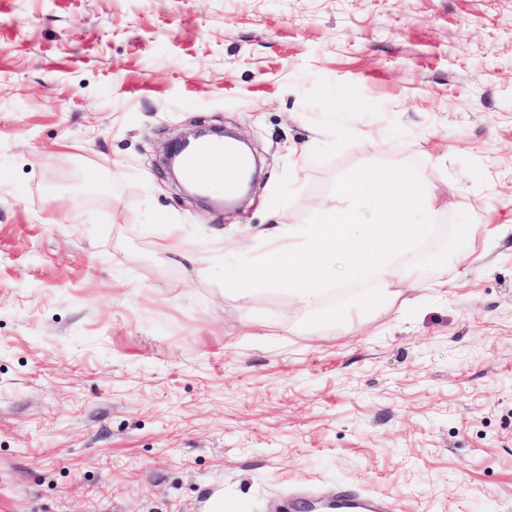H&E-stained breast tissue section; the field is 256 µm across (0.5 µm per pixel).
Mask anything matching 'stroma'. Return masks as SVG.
<instances>
[{
	"instance_id": "obj_1",
	"label": "stroma",
	"mask_w": 512,
	"mask_h": 512,
	"mask_svg": "<svg viewBox=\"0 0 512 512\" xmlns=\"http://www.w3.org/2000/svg\"><path fill=\"white\" fill-rule=\"evenodd\" d=\"M198 127L256 154L244 202L166 173ZM376 165L444 199L403 303L309 327L359 282L311 311L212 278ZM347 487L512 512V0H0V512Z\"/></svg>"
}]
</instances>
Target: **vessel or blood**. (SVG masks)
<instances>
[{
    "mask_svg": "<svg viewBox=\"0 0 512 512\" xmlns=\"http://www.w3.org/2000/svg\"><path fill=\"white\" fill-rule=\"evenodd\" d=\"M249 165L247 156L221 142L187 150L180 159L186 178L231 192L237 187L236 177Z\"/></svg>",
    "mask_w": 512,
    "mask_h": 512,
    "instance_id": "obj_1",
    "label": "vessel or blood"
}]
</instances>
